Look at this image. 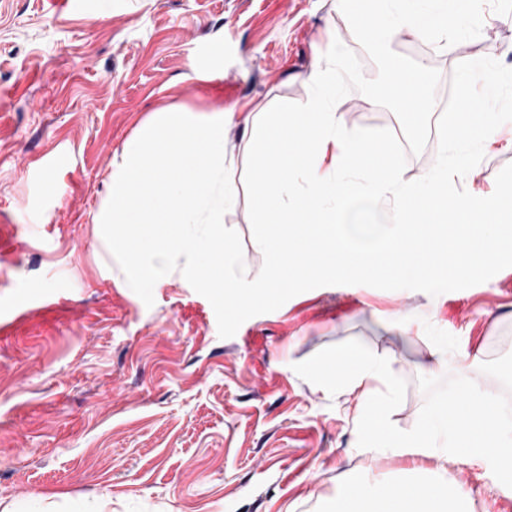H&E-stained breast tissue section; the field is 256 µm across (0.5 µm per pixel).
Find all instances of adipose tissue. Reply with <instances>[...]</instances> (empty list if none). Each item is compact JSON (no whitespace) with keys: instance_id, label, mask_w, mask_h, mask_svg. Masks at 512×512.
<instances>
[{"instance_id":"obj_1","label":"adipose tissue","mask_w":512,"mask_h":512,"mask_svg":"<svg viewBox=\"0 0 512 512\" xmlns=\"http://www.w3.org/2000/svg\"><path fill=\"white\" fill-rule=\"evenodd\" d=\"M323 369L334 375L337 384L366 391L373 383H387L391 363L352 347L337 352ZM332 512H472V498L469 488L442 470L425 483L354 485L337 496Z\"/></svg>"}]
</instances>
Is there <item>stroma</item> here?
I'll use <instances>...</instances> for the list:
<instances>
[{
    "instance_id": "stroma-1",
    "label": "stroma",
    "mask_w": 512,
    "mask_h": 512,
    "mask_svg": "<svg viewBox=\"0 0 512 512\" xmlns=\"http://www.w3.org/2000/svg\"><path fill=\"white\" fill-rule=\"evenodd\" d=\"M333 36L376 77L336 0H0V512H329L345 485L443 467L469 485L473 512H512L486 460L359 448L364 397L321 370L350 346L388 358L407 382L391 416L404 431L432 349L446 354L438 376L499 392L479 367L512 352V268L435 297L319 287L223 339L180 272L146 306L102 236L113 163L160 111L228 114L243 180L254 112L306 102ZM464 46L512 68V15L484 6ZM393 49L450 81L447 50L404 30ZM336 108L354 129L392 126L356 91ZM495 136L460 180L478 197L512 163V122ZM224 223L255 278L245 188Z\"/></svg>"
}]
</instances>
